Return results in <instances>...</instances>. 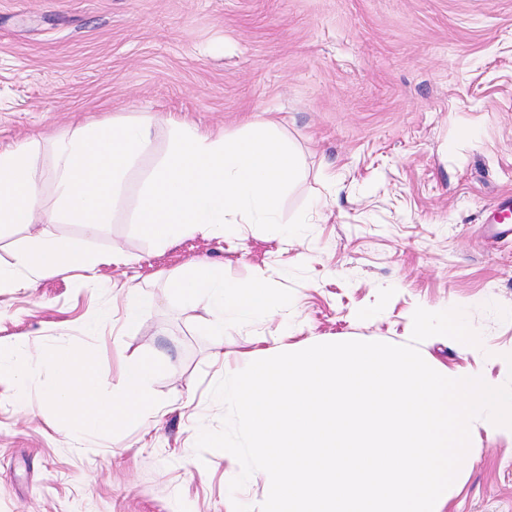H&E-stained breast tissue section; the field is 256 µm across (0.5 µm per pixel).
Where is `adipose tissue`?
Instances as JSON below:
<instances>
[{
    "label": "adipose tissue",
    "instance_id": "ef3b65f1",
    "mask_svg": "<svg viewBox=\"0 0 512 512\" xmlns=\"http://www.w3.org/2000/svg\"><path fill=\"white\" fill-rule=\"evenodd\" d=\"M170 291L181 301L206 302L210 335L224 333L227 315L241 319L261 318L281 303L276 290L262 277L243 281L224 276L223 265L199 261L170 284ZM42 363L54 376L45 398L60 422L82 434L93 436L120 422H140L153 414L149 387L165 366L155 358L124 364L112 389H105L92 359L75 362L68 350L59 348L46 354Z\"/></svg>",
    "mask_w": 512,
    "mask_h": 512
}]
</instances>
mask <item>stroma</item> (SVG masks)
<instances>
[{
    "mask_svg": "<svg viewBox=\"0 0 512 512\" xmlns=\"http://www.w3.org/2000/svg\"><path fill=\"white\" fill-rule=\"evenodd\" d=\"M152 116L153 148L91 248L132 256L0 291V343L32 359L28 402L0 381V512H234L259 508L265 481L229 483L228 452L197 453L219 429L221 377L205 303L171 296V279L206 259L230 278L265 275L288 300L257 320L229 319L224 358L280 345L409 343L416 308H462L479 347L434 336L423 358L449 373L506 383L512 366V238L485 222L512 194V0H0V149L51 143L79 126ZM233 135L268 122L301 172L282 221L288 240L251 224L164 246L138 234L133 205L169 147V118ZM155 303L136 326L115 308L125 282ZM93 354L104 386L121 363L160 357L153 417L80 438L43 394L39 356ZM224 361V362H225ZM468 456L442 512H512V431L470 425Z\"/></svg>",
    "mask_w": 512,
    "mask_h": 512,
    "instance_id": "1",
    "label": "stroma"
}]
</instances>
